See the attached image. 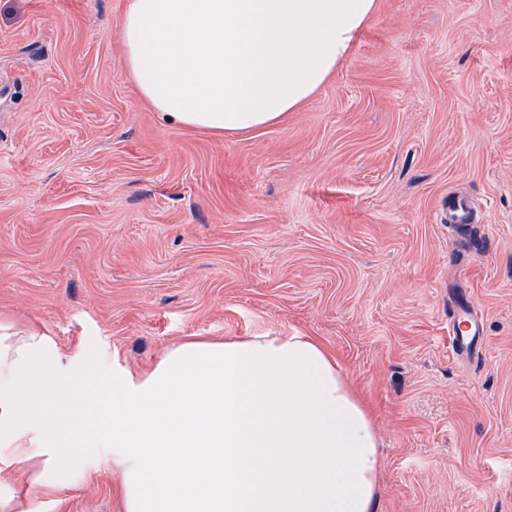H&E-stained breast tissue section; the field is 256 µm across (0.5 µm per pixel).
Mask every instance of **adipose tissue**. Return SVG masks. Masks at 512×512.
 Here are the masks:
<instances>
[{"instance_id":"adipose-tissue-1","label":"adipose tissue","mask_w":512,"mask_h":512,"mask_svg":"<svg viewBox=\"0 0 512 512\" xmlns=\"http://www.w3.org/2000/svg\"><path fill=\"white\" fill-rule=\"evenodd\" d=\"M379 0H127V71L162 116L215 136L299 111L347 60ZM46 333L0 323V473L57 488L105 459L125 512H375L378 436L313 337L188 339L146 376L62 366Z\"/></svg>"}]
</instances>
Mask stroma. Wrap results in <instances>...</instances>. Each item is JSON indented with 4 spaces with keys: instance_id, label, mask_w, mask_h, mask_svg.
Returning <instances> with one entry per match:
<instances>
[{
    "instance_id": "stroma-1",
    "label": "stroma",
    "mask_w": 512,
    "mask_h": 512,
    "mask_svg": "<svg viewBox=\"0 0 512 512\" xmlns=\"http://www.w3.org/2000/svg\"><path fill=\"white\" fill-rule=\"evenodd\" d=\"M125 4L0 0V317L92 360L105 397L188 336L314 337L376 426L377 512H512V0H380L300 111L223 139L144 104ZM30 498L125 512L96 460ZM475 212L470 202L458 199L448 207V224L466 228L473 223ZM466 329L463 330L462 327ZM483 335L480 319L470 309L466 300H458L454 304V318L451 328L452 349L457 354L469 355L475 351Z\"/></svg>"
}]
</instances>
